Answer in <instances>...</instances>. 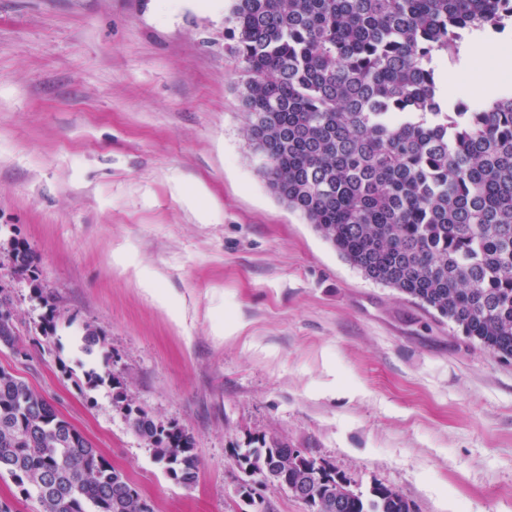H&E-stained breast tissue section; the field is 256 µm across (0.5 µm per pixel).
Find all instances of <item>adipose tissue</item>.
<instances>
[{
	"label": "adipose tissue",
	"instance_id": "adipose-tissue-1",
	"mask_svg": "<svg viewBox=\"0 0 512 512\" xmlns=\"http://www.w3.org/2000/svg\"><path fill=\"white\" fill-rule=\"evenodd\" d=\"M464 57L470 65V77L480 94H488L499 78L512 76V42L475 38L464 48Z\"/></svg>",
	"mask_w": 512,
	"mask_h": 512
}]
</instances>
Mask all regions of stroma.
<instances>
[{
  "label": "stroma",
  "mask_w": 512,
  "mask_h": 512,
  "mask_svg": "<svg viewBox=\"0 0 512 512\" xmlns=\"http://www.w3.org/2000/svg\"><path fill=\"white\" fill-rule=\"evenodd\" d=\"M224 9L0 0V286L25 349L0 345V368L154 512H310L284 489L240 497L233 453L259 435L417 512H512V358L366 278L269 191L249 159ZM17 242L55 297L52 337L9 269ZM88 324L104 338L90 353ZM90 368L193 436L195 485L167 474L109 385L78 389L73 374Z\"/></svg>",
  "instance_id": "35a3bbf8"
}]
</instances>
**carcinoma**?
Segmentation results:
<instances>
[{
    "mask_svg": "<svg viewBox=\"0 0 512 512\" xmlns=\"http://www.w3.org/2000/svg\"><path fill=\"white\" fill-rule=\"evenodd\" d=\"M224 49L257 172L363 275L512 357V92L470 107L436 98L442 66L473 33L512 29V0H228ZM37 283V256L10 251ZM112 401L181 484L198 479L193 437ZM239 485L307 483L313 512H416L384 485L356 495L303 451L253 439ZM37 494L42 512H153L136 487L45 397L0 369V475Z\"/></svg>",
    "mask_w": 512,
    "mask_h": 512,
    "instance_id": "1",
    "label": "carcinoma"
}]
</instances>
